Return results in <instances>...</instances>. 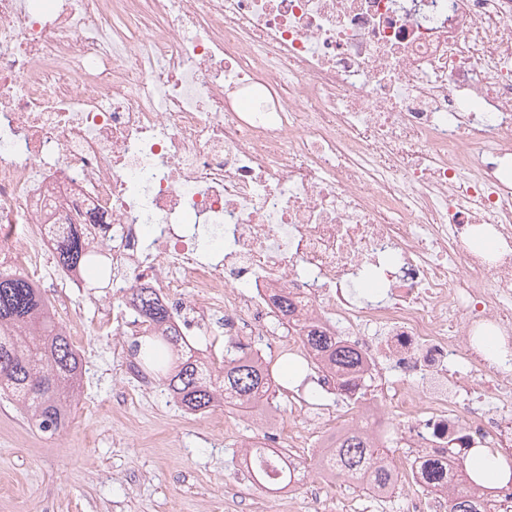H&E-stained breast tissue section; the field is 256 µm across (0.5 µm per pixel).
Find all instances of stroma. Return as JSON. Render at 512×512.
I'll return each mask as SVG.
<instances>
[{
  "mask_svg": "<svg viewBox=\"0 0 512 512\" xmlns=\"http://www.w3.org/2000/svg\"><path fill=\"white\" fill-rule=\"evenodd\" d=\"M47 293L70 301L68 322L85 371L81 395L66 429L51 439L0 400V512H307L318 489L330 512H407L401 485L381 500L342 477L322 485L316 459L325 425L292 410L294 396L307 398L316 389V369L299 386L289 385L285 355L272 354L280 385L276 417L228 408L191 414L161 382L145 392L126 373L132 337L99 329L101 309L122 303L113 288L56 280ZM119 398L124 406H116ZM274 420L306 442L305 477L280 496L253 484L240 467L241 445L263 437Z\"/></svg>",
  "mask_w": 512,
  "mask_h": 512,
  "instance_id": "stroma-1",
  "label": "stroma"
}]
</instances>
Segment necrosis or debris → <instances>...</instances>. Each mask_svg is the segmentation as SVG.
Masks as SVG:
<instances>
[{"label": "necrosis or debris", "instance_id": "4bbe7bcc", "mask_svg": "<svg viewBox=\"0 0 512 512\" xmlns=\"http://www.w3.org/2000/svg\"><path fill=\"white\" fill-rule=\"evenodd\" d=\"M51 224L181 335L342 340L377 393L318 384L399 425L410 486L452 439L512 453V360L477 335L512 347V0H0V268L42 281Z\"/></svg>", "mask_w": 512, "mask_h": 512}]
</instances>
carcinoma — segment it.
<instances>
[{
  "label": "carcinoma",
  "mask_w": 512,
  "mask_h": 512,
  "mask_svg": "<svg viewBox=\"0 0 512 512\" xmlns=\"http://www.w3.org/2000/svg\"><path fill=\"white\" fill-rule=\"evenodd\" d=\"M112 246H90L81 234L69 229L54 243L57 264L82 277L85 288H97L112 277ZM139 315L154 329L150 336L134 340V350L144 369L153 373L168 394L190 413L218 408L238 411L262 403L268 416L276 389L270 362H262L241 350L224 359L214 372L192 352L171 324L168 309L147 288L133 294ZM307 344L335 370L338 383L356 378L358 397L368 394L373 378L358 373V355L330 338L311 333ZM83 376V362L51 303L24 273L0 269V396L13 402L44 435L54 436L72 417ZM388 441L373 439L356 428L347 432L335 448H323L317 460L320 470L340 475L365 489L385 488L396 483L389 460ZM470 448H448L456 460L448 473L435 465L427 467L426 486L446 496L448 512H487L496 488L471 477L466 467ZM281 476L274 482L255 474L252 480L268 490L298 484L302 471L280 462Z\"/></svg>",
  "instance_id": "cac0c4a2"
}]
</instances>
